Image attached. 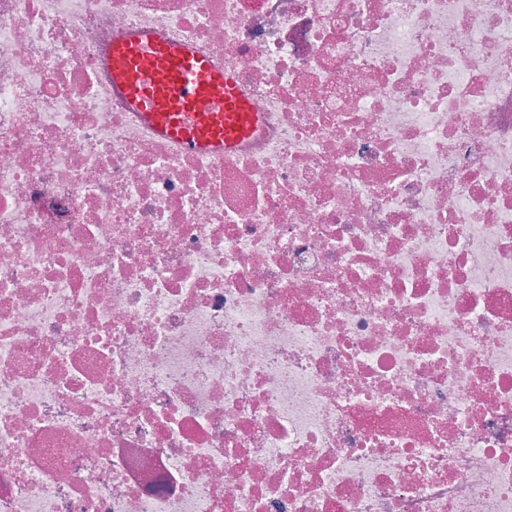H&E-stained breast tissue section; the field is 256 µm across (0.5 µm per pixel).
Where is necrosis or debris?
Here are the masks:
<instances>
[{
	"label": "necrosis or debris",
	"mask_w": 512,
	"mask_h": 512,
	"mask_svg": "<svg viewBox=\"0 0 512 512\" xmlns=\"http://www.w3.org/2000/svg\"><path fill=\"white\" fill-rule=\"evenodd\" d=\"M0 512H512V0H0ZM112 79L150 130L178 146L227 153L257 129L259 112L235 76L183 44L158 38L116 44Z\"/></svg>",
	"instance_id": "necrosis-or-debris-1"
}]
</instances>
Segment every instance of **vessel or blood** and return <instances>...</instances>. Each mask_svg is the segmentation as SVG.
Wrapping results in <instances>:
<instances>
[{
  "mask_svg": "<svg viewBox=\"0 0 512 512\" xmlns=\"http://www.w3.org/2000/svg\"><path fill=\"white\" fill-rule=\"evenodd\" d=\"M112 79L150 130L178 146L229 152L257 129L259 114L235 76L185 45L158 38L116 44Z\"/></svg>",
  "mask_w": 512,
  "mask_h": 512,
  "instance_id": "b4317fda",
  "label": "vessel or blood"
}]
</instances>
